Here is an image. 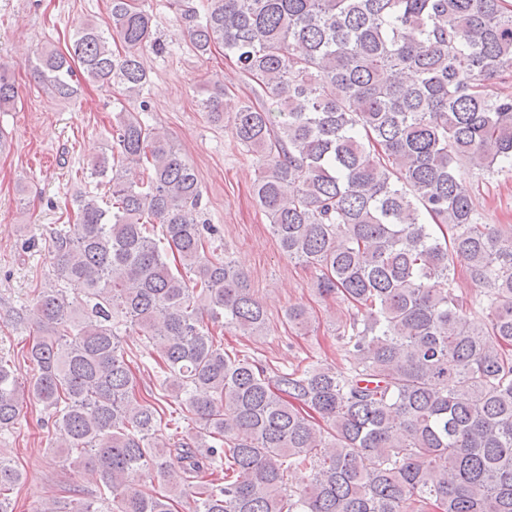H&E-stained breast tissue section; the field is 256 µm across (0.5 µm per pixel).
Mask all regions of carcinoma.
Wrapping results in <instances>:
<instances>
[{
    "label": "carcinoma",
    "mask_w": 512,
    "mask_h": 512,
    "mask_svg": "<svg viewBox=\"0 0 512 512\" xmlns=\"http://www.w3.org/2000/svg\"><path fill=\"white\" fill-rule=\"evenodd\" d=\"M109 5L107 28L88 24L31 65L59 98L79 95L76 66L130 99L149 82L144 52L164 50L152 16L136 0ZM179 11L199 56L223 46L278 105L245 103L228 120L258 155L254 197L283 254L316 273L319 295L355 308L337 337L346 367L288 372L224 350L212 324L264 336L266 312L217 253L218 229L199 223L192 166L121 112L112 154L86 168L110 199L81 198L76 236L62 226L51 243L57 277L83 297L35 295L27 392L0 356V434L29 396L52 419L54 453L99 475L95 500L40 512H178L188 498L191 512H512V225L481 223L480 194L457 182L463 166L512 172V3L182 0ZM15 100L0 68V112ZM202 106L224 118V87ZM459 267L485 289L478 312L453 287ZM285 321L304 330L311 314L294 304ZM124 324L192 423L165 448ZM145 474L161 489L137 484ZM21 480L1 456L0 512Z\"/></svg>",
    "instance_id": "obj_1"
}]
</instances>
